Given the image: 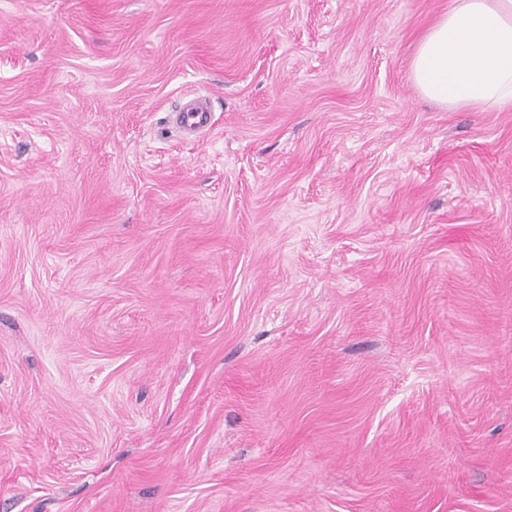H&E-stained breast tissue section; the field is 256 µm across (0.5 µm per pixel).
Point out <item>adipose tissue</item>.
<instances>
[{"label": "adipose tissue", "mask_w": 512, "mask_h": 512, "mask_svg": "<svg viewBox=\"0 0 512 512\" xmlns=\"http://www.w3.org/2000/svg\"><path fill=\"white\" fill-rule=\"evenodd\" d=\"M410 74L441 106H512V0H454L421 39Z\"/></svg>", "instance_id": "ef3b65f1"}]
</instances>
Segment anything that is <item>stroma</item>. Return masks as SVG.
<instances>
[{
  "label": "stroma",
  "instance_id": "stroma-1",
  "mask_svg": "<svg viewBox=\"0 0 512 512\" xmlns=\"http://www.w3.org/2000/svg\"><path fill=\"white\" fill-rule=\"evenodd\" d=\"M452 4L0 0V512H512V107L410 76ZM211 104L207 98H196L179 108L176 126L186 138H195L209 126Z\"/></svg>",
  "mask_w": 512,
  "mask_h": 512
}]
</instances>
